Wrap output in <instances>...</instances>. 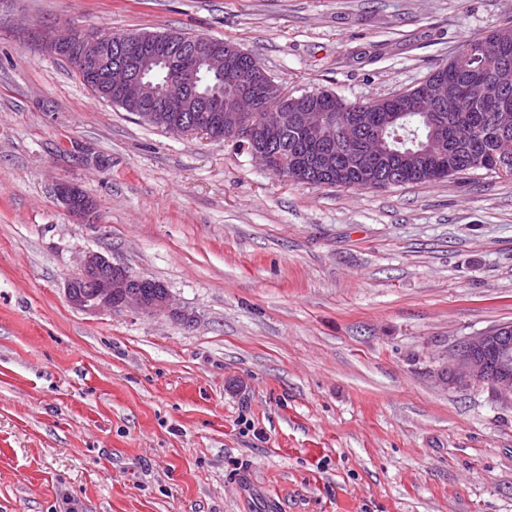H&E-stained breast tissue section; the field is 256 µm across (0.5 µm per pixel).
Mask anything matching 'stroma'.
<instances>
[{"mask_svg":"<svg viewBox=\"0 0 512 512\" xmlns=\"http://www.w3.org/2000/svg\"><path fill=\"white\" fill-rule=\"evenodd\" d=\"M511 19L512 0H0V512H512V407L435 376L512 322V177L290 181L96 97L50 44L179 30L358 102ZM90 251L185 319L74 308ZM53 195L63 207L75 217H83L92 209L93 203L82 188L70 180H58L52 187Z\"/></svg>","mask_w":512,"mask_h":512,"instance_id":"stroma-1","label":"stroma"}]
</instances>
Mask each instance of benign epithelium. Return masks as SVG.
I'll return each mask as SVG.
<instances>
[{
  "label": "benign epithelium",
  "instance_id": "7a95c632",
  "mask_svg": "<svg viewBox=\"0 0 512 512\" xmlns=\"http://www.w3.org/2000/svg\"><path fill=\"white\" fill-rule=\"evenodd\" d=\"M156 33L123 34L119 38L105 34L97 37L62 36L53 48L71 59L89 88L96 93H117L126 108H145L148 116L156 112H186L181 125L166 128L171 134L190 131L208 134V126L224 119L232 121L230 133L260 162L282 161L281 133L292 122L308 148L305 163L299 166L288 159L281 175L297 172L309 179L338 166L349 153L351 136L346 121L327 119L316 111L317 96L310 95L295 113L270 117L261 112V98L252 87L237 78L239 68L235 51H224V43L214 42L204 48L184 45L177 51L158 44ZM512 27L498 29L495 44L499 51L497 80L501 89L494 117L498 137L483 150L472 154V164L489 167L512 176V57L508 44ZM224 73V97L205 96L197 92L195 80L202 67ZM375 146L358 159L356 167L365 173L366 183L390 185L398 182L405 166L384 147L379 133ZM53 195L68 213L83 217L93 203L82 188L70 180H58ZM145 279L115 264L100 252H88L80 273L67 283L66 298L76 309L99 313L115 308L133 310L156 318L179 315L174 297L167 288L148 294L141 291ZM443 384L485 386L494 399L512 407V323L490 327L456 341L449 362L437 370Z\"/></svg>",
  "mask_w": 512,
  "mask_h": 512
}]
</instances>
